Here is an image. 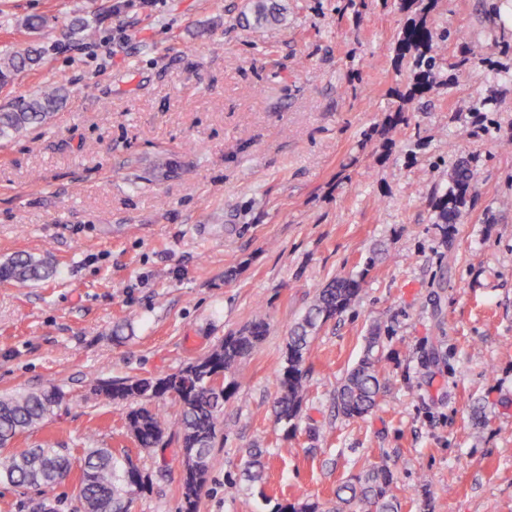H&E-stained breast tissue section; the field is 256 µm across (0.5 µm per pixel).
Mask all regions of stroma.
<instances>
[{
    "mask_svg": "<svg viewBox=\"0 0 512 512\" xmlns=\"http://www.w3.org/2000/svg\"><path fill=\"white\" fill-rule=\"evenodd\" d=\"M254 3L0 0V45L45 52L0 105L66 91L46 125L0 142V264L24 253L54 269L0 279V393H64L17 447L128 449L150 476L131 512H179L175 446L136 447L130 403L99 387L178 370L262 319L199 512L329 507L374 465L392 471L400 512H512V210L499 206L512 198V79L490 76L512 72L501 21L486 0H438L429 26L468 33L476 62L406 104L386 145L363 134L407 84L398 0H280L283 21L261 29ZM32 15L45 25L26 29ZM78 18L97 19L95 39L70 36ZM479 95L493 111L472 112ZM461 156L477 187L448 228L434 206ZM358 275L359 297L311 342L310 393L284 430L274 371L288 332L319 289ZM374 331L384 388L351 420L336 390ZM254 448L260 486L241 479ZM77 483H0V512H83Z\"/></svg>",
    "mask_w": 512,
    "mask_h": 512,
    "instance_id": "stroma-1",
    "label": "stroma"
}]
</instances>
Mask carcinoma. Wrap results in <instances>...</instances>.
Returning a JSON list of instances; mask_svg holds the SVG:
<instances>
[{
  "label": "carcinoma",
  "mask_w": 512,
  "mask_h": 512,
  "mask_svg": "<svg viewBox=\"0 0 512 512\" xmlns=\"http://www.w3.org/2000/svg\"><path fill=\"white\" fill-rule=\"evenodd\" d=\"M437 0H400L401 9L410 13L408 23L396 46L398 61L414 54V73L410 87L395 88L391 95L398 104L392 108L383 129V143L392 142L389 133L405 121L404 103L421 98L442 84L447 59L444 48L452 38L460 46L453 67L463 69L475 61L472 48L462 33H435L427 24V15ZM281 5L274 0H256L254 26L282 19ZM43 50H0V87L10 84L15 75L41 64ZM59 89L40 90L0 108V139L45 123L63 103ZM476 188L473 169L465 160L455 163L450 184L437 205L436 223L453 225L460 219V207ZM49 275V267L30 255L19 254L0 265V278L18 284ZM364 276L338 277L318 291L306 313L289 332L283 363L276 370L278 397L275 402L276 423L292 425L299 417L309 391V373L305 356L313 333L321 324L345 310L362 291ZM268 323L251 322L224 337L215 348L195 361L171 373L154 377L128 378L102 386L111 399L131 401L137 407L125 416V426L141 448H157L165 440L166 418L159 403L171 400L178 405L174 423L179 430V456L182 468L180 512H197L206 484L208 459L218 437L224 435V402L235 392V370L264 340ZM381 389L379 370L370 355L361 358L348 372L337 392V403L349 419H361L376 405ZM64 395L55 385L37 391H15L0 395V481L18 486L40 487L63 479L73 467L80 469L78 495L85 512H128L132 497L150 483L147 473L138 467L128 468L130 454L110 448L72 449L46 442L38 448L14 451L12 443L25 432L51 418ZM336 497L343 508L352 512L353 505L365 502L376 512H399L401 503L393 493V476L389 469L372 466L354 482L340 487ZM274 512H323L320 504L306 499L297 503H277Z\"/></svg>",
  "instance_id": "carcinoma-1"
}]
</instances>
